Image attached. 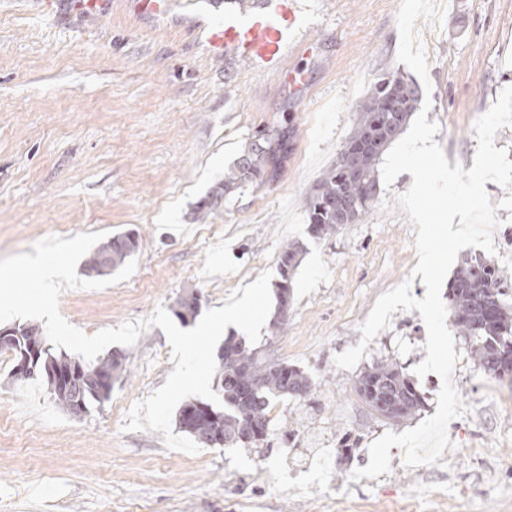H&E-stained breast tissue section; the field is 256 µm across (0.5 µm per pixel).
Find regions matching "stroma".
<instances>
[{
    "label": "stroma",
    "instance_id": "obj_1",
    "mask_svg": "<svg viewBox=\"0 0 512 512\" xmlns=\"http://www.w3.org/2000/svg\"><path fill=\"white\" fill-rule=\"evenodd\" d=\"M400 0H311L312 25L288 63L304 77L294 88L240 65L223 66L196 43L186 22L151 29L130 0L94 11L80 0H0V258L30 252L48 236L136 231L135 273L102 290L73 289L62 316L86 335L170 307L194 290L203 309L222 307L238 287L298 243L292 309L278 334L262 328L259 353L303 369L306 400L278 399L269 413L274 442L266 458L283 470L276 482L256 471L249 444L169 450L159 432L123 431L125 415L161 387L173 370L159 327L121 346L126 371L108 401L82 416L62 409L45 380L12 376L0 354V512H344L347 501L399 496L413 512H512V408L504 384L472 374L464 336H456L453 383L467 408L447 428L455 448L427 469L400 465L352 480L383 433H401L435 414L439 384L414 373L427 352L419 311H396L352 369L335 355L357 345L376 299L403 281L423 298L412 273L415 235L401 210H372L325 239L308 230L307 197L352 134L355 107L375 78L400 72L418 97L448 163L471 169L475 121L512 86V0H446L443 25L417 20L428 61L420 77L396 60ZM292 128L277 178L202 208L224 172L257 131ZM485 189L499 220L493 248L468 247L512 282V212L504 190ZM412 374L424 404L410 419L371 414L355 392L358 376L378 361ZM352 435L351 458L327 473L314 468L323 442ZM299 469L313 485L296 495L286 476Z\"/></svg>",
    "mask_w": 512,
    "mask_h": 512
}]
</instances>
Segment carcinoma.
I'll use <instances>...</instances> for the list:
<instances>
[{
	"instance_id": "1",
	"label": "carcinoma",
	"mask_w": 512,
	"mask_h": 512,
	"mask_svg": "<svg viewBox=\"0 0 512 512\" xmlns=\"http://www.w3.org/2000/svg\"><path fill=\"white\" fill-rule=\"evenodd\" d=\"M418 98L406 78L399 73H385L373 83L355 108L356 122L353 133L336 164L326 171L313 186L308 201V229L315 239L334 234L345 223L354 224L365 216L378 197L380 186L377 164L387 147L403 132ZM381 135L374 147L366 146L372 133ZM290 140L288 128L271 127L260 130L236 162L224 172L217 198L233 195L253 184H264L277 177L288 156ZM357 153V171L350 174L345 163L348 152ZM341 201L350 207L348 219L343 221L332 205ZM138 247V235L127 232L102 243L86 261V268H100L99 275L107 276L122 267ZM302 249L295 243L283 248L277 283L279 306L291 304V283L300 263ZM512 283L504 279L498 269L480 257L463 261L448 285V299L454 324L470 344L475 364L489 374L505 370L512 363L498 361L497 356L512 355V306L502 296ZM198 296L190 293L179 296L172 305L174 316L188 324L198 315ZM112 367L113 376L125 371V364H112L103 358L84 364L87 373L93 374ZM309 394L312 382L303 370L278 360H267L250 350L245 343L232 337L224 341V355L220 356L216 385L224 400L223 413L212 417L210 404L188 402L178 411L177 426L197 443L207 445L202 439L206 434L215 445H229L241 441L240 432L248 420L262 425L261 433L250 444L262 448L268 442V413L273 402L289 396L286 380ZM373 386L390 391L400 408L394 415L369 406L377 415L395 421L406 420L416 414L422 399L412 380L407 378L397 363L383 360L363 373L355 383V391L363 393ZM193 408L196 413L191 424H186L184 414Z\"/></svg>"
}]
</instances>
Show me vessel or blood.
<instances>
[{
	"label": "vessel or blood",
	"instance_id": "obj_1",
	"mask_svg": "<svg viewBox=\"0 0 512 512\" xmlns=\"http://www.w3.org/2000/svg\"><path fill=\"white\" fill-rule=\"evenodd\" d=\"M210 8L214 20L206 33L209 53L235 60L252 69L288 77V57L300 44L305 0H240L225 6L223 0H192ZM136 11L151 20L168 17L173 0H132Z\"/></svg>",
	"mask_w": 512,
	"mask_h": 512
}]
</instances>
